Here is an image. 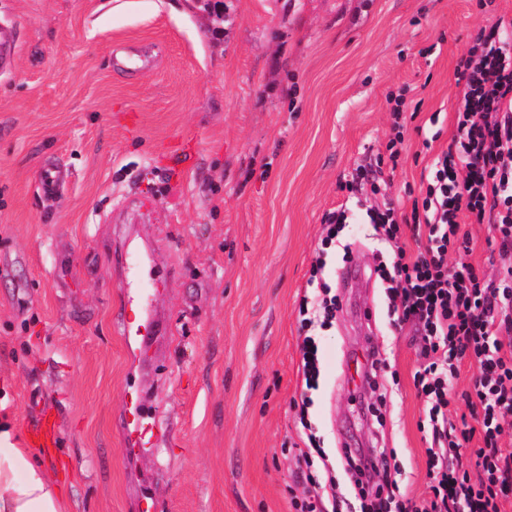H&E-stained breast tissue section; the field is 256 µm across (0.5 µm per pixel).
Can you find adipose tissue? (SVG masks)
Returning <instances> with one entry per match:
<instances>
[{
  "instance_id": "adipose-tissue-1",
  "label": "adipose tissue",
  "mask_w": 512,
  "mask_h": 512,
  "mask_svg": "<svg viewBox=\"0 0 512 512\" xmlns=\"http://www.w3.org/2000/svg\"><path fill=\"white\" fill-rule=\"evenodd\" d=\"M37 449L20 447L7 400L0 399V512H68Z\"/></svg>"
}]
</instances>
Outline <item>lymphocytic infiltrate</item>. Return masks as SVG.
I'll list each match as a JSON object with an SVG mask.
<instances>
[{"mask_svg": "<svg viewBox=\"0 0 512 512\" xmlns=\"http://www.w3.org/2000/svg\"><path fill=\"white\" fill-rule=\"evenodd\" d=\"M460 97L455 132L432 163L410 215L392 201L369 206L366 216L386 246L374 272L388 299L395 325L414 327L419 367L414 386L425 397L431 445L426 450V488L420 500L396 502V484L375 482L387 473V456L345 452L346 475L360 512H503L512 503V449L502 446L512 427V262L487 276L470 260L474 242L462 219L489 224L501 255H512V18L498 17L489 35L478 36L456 70ZM425 242L411 253L403 240ZM456 262H449V255ZM316 261L314 299H301L300 324L327 325L340 301L323 280ZM319 348L312 335L299 345L304 395L299 419H307L309 394L320 379ZM474 368L469 392L456 383L461 365ZM464 401L476 427L458 428L453 416ZM479 439L475 462L463 453ZM309 451L297 457L301 512H339L336 478L313 475L312 452L320 444L308 434Z\"/></svg>", "mask_w": 512, "mask_h": 512, "instance_id": "obj_1", "label": "lymphocytic infiltrate"}]
</instances>
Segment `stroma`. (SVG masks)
I'll list each match as a JSON object with an SVG mask.
<instances>
[{"mask_svg": "<svg viewBox=\"0 0 512 512\" xmlns=\"http://www.w3.org/2000/svg\"><path fill=\"white\" fill-rule=\"evenodd\" d=\"M501 15L512 0H0L20 33L0 75V375L19 440L55 423L42 458L70 512H295L298 308L338 209L325 279L342 307L315 331L308 421L339 483L348 442L389 454L403 496L424 492L417 345L380 283L338 277L343 244L369 269L379 247L340 185L382 159L410 210L454 134L457 66ZM123 45L152 47V66L114 69ZM398 91L415 115L392 163ZM46 165L66 176L51 198ZM126 251L163 279L166 335L120 333ZM369 342L388 362L376 412L349 380ZM131 394L156 445L125 446ZM348 216L345 210H338L328 213L324 218V230L326 235L321 238V251L324 253L326 246H331L335 243L336 237L341 231L342 224L347 223Z\"/></svg>", "mask_w": 512, "mask_h": 512, "instance_id": "1", "label": "stroma"}]
</instances>
